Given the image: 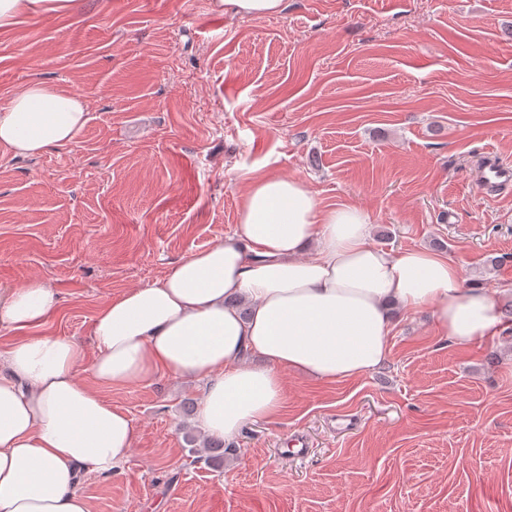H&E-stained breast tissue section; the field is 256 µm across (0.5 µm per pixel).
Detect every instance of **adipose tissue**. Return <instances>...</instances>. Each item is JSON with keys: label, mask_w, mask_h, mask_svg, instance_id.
<instances>
[{"label": "adipose tissue", "mask_w": 512, "mask_h": 512, "mask_svg": "<svg viewBox=\"0 0 512 512\" xmlns=\"http://www.w3.org/2000/svg\"><path fill=\"white\" fill-rule=\"evenodd\" d=\"M86 102L32 82L0 107V147L33 157L71 143ZM58 293L41 278L0 291V326L24 332L0 362V512H91L80 470H121L131 417L96 392L158 371L202 382L197 423L232 438L283 405V375L321 382L365 375L388 354L391 310L430 309L458 345L505 328L486 289L464 287L457 265L425 248L392 252L371 239L363 210L320 208L296 178L254 180L237 231L194 253L151 285L126 290L94 318V356L39 333ZM262 359V366L246 361ZM87 371L88 387L78 379Z\"/></svg>", "instance_id": "ef3b65f1"}]
</instances>
